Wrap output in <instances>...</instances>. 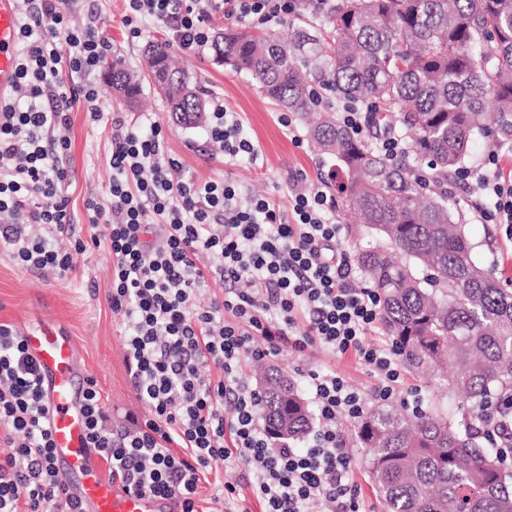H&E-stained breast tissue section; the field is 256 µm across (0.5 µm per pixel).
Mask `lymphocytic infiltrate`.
<instances>
[{"mask_svg":"<svg viewBox=\"0 0 512 512\" xmlns=\"http://www.w3.org/2000/svg\"><path fill=\"white\" fill-rule=\"evenodd\" d=\"M23 2L18 80L0 107V240L22 268L61 276L70 256L40 233L70 225L58 198L64 173L53 156L68 148L76 101L100 117L93 75L111 44L94 22L71 25L63 0ZM303 2L127 0L123 23L136 38L142 22H160L181 49L200 53L210 45L213 13L270 27ZM207 136L223 148L225 163L256 154L223 105H215ZM109 165L111 206L88 201L89 224L93 244L112 253L107 302L127 319L125 366L149 408L112 428L96 382L88 381V436L110 479L172 499L176 512H199L202 477L242 458L264 512H362L339 430L342 419L363 415L361 391L336 372L309 371L318 428L307 447L295 448L272 442L260 425L246 369L286 346L351 351L379 376L378 397H393L402 362L393 346L365 340L381 322V301L354 284L351 261L338 249L334 200L298 177L284 208L244 197L225 180H183L156 124L147 134H116ZM461 180L490 199L482 220L512 230V177L499 172L495 156ZM201 252L210 257L204 268L195 262ZM212 278L229 283L222 300L192 306ZM0 442V512H81L54 464L37 367L18 330L5 323Z\"/></svg>","mask_w":512,"mask_h":512,"instance_id":"1","label":"lymphocytic infiltrate"}]
</instances>
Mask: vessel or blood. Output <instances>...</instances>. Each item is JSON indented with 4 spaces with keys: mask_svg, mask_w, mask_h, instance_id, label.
I'll list each match as a JSON object with an SVG mask.
<instances>
[{
    "mask_svg": "<svg viewBox=\"0 0 512 512\" xmlns=\"http://www.w3.org/2000/svg\"><path fill=\"white\" fill-rule=\"evenodd\" d=\"M18 30L17 0H0V99L18 80ZM21 334L43 382L55 465L84 512H173L171 500L103 476L87 436L88 374L75 338L46 315L24 324Z\"/></svg>",
    "mask_w": 512,
    "mask_h": 512,
    "instance_id": "vessel-or-blood-1",
    "label": "vessel or blood"
}]
</instances>
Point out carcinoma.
I'll use <instances>...</instances> for the list:
<instances>
[{"label": "carcinoma", "instance_id": "carcinoma-1", "mask_svg": "<svg viewBox=\"0 0 512 512\" xmlns=\"http://www.w3.org/2000/svg\"><path fill=\"white\" fill-rule=\"evenodd\" d=\"M212 50L299 114L335 162L338 209L379 240L356 263L382 299L387 337L430 391L462 396L425 400L411 414L376 408L357 421L385 512H512V472L489 433L512 420V289L479 262L450 189L460 169L480 163L481 138L512 148V0H338L320 36L294 22L286 35L226 29ZM145 59L173 119L199 126L202 89L171 45H149ZM101 64L116 98L134 106L144 76L118 55ZM315 83L370 105L378 120L353 134L315 99ZM393 135L413 153L386 156L379 142ZM258 408L278 438L309 431L308 404L280 368L265 370Z\"/></svg>", "mask_w": 512, "mask_h": 512}]
</instances>
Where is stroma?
I'll list each match as a JSON object with an SVG mask.
<instances>
[{
    "instance_id": "35a3bbf8",
    "label": "stroma",
    "mask_w": 512,
    "mask_h": 512,
    "mask_svg": "<svg viewBox=\"0 0 512 512\" xmlns=\"http://www.w3.org/2000/svg\"><path fill=\"white\" fill-rule=\"evenodd\" d=\"M66 9L75 24L96 18L112 43L113 53L140 71L145 68L146 44L170 38L168 30L157 23L143 25L141 37H129L122 23L124 0H68ZM178 56L189 76L201 85L207 102L224 104L228 111L237 113L243 136L257 150L256 158L225 164L221 148L208 140L205 129L180 128L172 123L164 99L151 83H144L142 105L132 110L115 101L111 88L101 80L97 83L100 120H92L84 103L76 102L66 132L69 148L60 157L67 174L58 195L66 203L74 233L68 236L52 229L48 237L56 247L71 251L70 270L62 276L24 270L10 248L0 242V322L17 326L41 315L62 320L82 346L87 373L96 380L117 426L125 424L126 413L141 417L147 408L138 399L126 372L123 320L112 313L105 299L112 282V256L104 245L80 252L73 248L75 238L86 240L92 234L87 201L95 200L105 208L111 203L113 119H120L124 129L138 131L158 123L166 152L180 161L185 178H226L248 194L271 198L283 207L288 204L289 177L304 175L307 185L313 186L318 178H329L333 170L331 162L321 161L306 142L304 123H297L295 132H288L279 122L281 108L264 97L245 74L214 63L208 51L198 54L182 50ZM298 135L303 137V145L295 144ZM474 232L480 241L478 255L485 265L512 277V237L507 236L505 225L478 224ZM275 363L298 384L305 383L308 370L336 371L362 390L367 408L379 405L374 395L376 379L354 355L338 357L313 349L298 353L288 347ZM343 433L350 450L353 479L366 512H384L367 467L370 451L357 442L354 421L344 422Z\"/></svg>"
}]
</instances>
